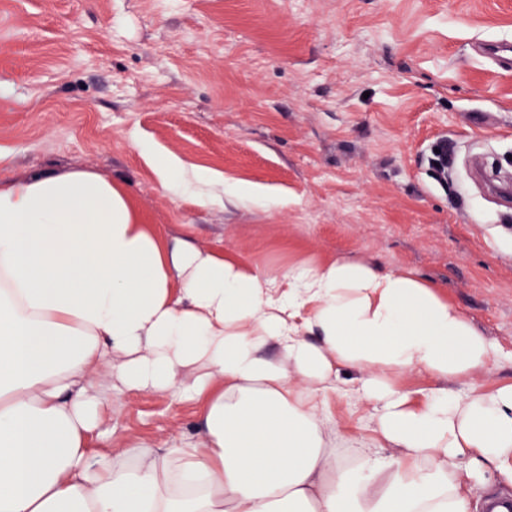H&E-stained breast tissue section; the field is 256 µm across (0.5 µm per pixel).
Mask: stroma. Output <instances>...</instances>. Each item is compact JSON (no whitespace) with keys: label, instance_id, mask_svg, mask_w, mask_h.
Returning a JSON list of instances; mask_svg holds the SVG:
<instances>
[{"label":"stroma","instance_id":"stroma-1","mask_svg":"<svg viewBox=\"0 0 512 512\" xmlns=\"http://www.w3.org/2000/svg\"><path fill=\"white\" fill-rule=\"evenodd\" d=\"M512 0H0V178L92 169L144 223L276 274L347 259L441 287L512 351V207L469 176L512 173ZM263 189L201 206L136 149ZM453 154L447 183L436 146ZM339 447L373 436L333 401ZM201 409L113 394L114 439L162 443Z\"/></svg>","mask_w":512,"mask_h":512}]
</instances>
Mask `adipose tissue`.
Instances as JSON below:
<instances>
[{
    "mask_svg": "<svg viewBox=\"0 0 512 512\" xmlns=\"http://www.w3.org/2000/svg\"><path fill=\"white\" fill-rule=\"evenodd\" d=\"M154 157L208 203L218 176ZM503 350L439 287L345 259L270 275L143 224L90 169L0 179V512H506ZM434 381L420 397L399 375ZM201 402L200 425L114 445L112 394ZM373 411L336 445L330 403ZM504 382H512V361L510 358L503 359L488 369L476 373L471 378L459 382L457 386L472 389L476 392H484L492 390L498 384Z\"/></svg>",
    "mask_w": 512,
    "mask_h": 512,
    "instance_id": "ef3b65f1",
    "label": "adipose tissue"
}]
</instances>
